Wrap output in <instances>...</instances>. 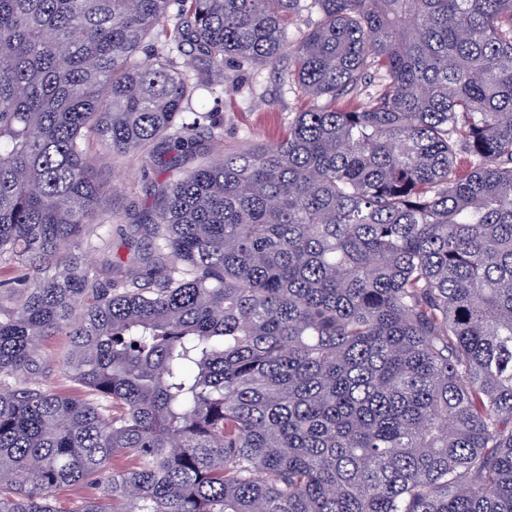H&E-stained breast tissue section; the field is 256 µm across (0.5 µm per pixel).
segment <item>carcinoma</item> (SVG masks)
Here are the masks:
<instances>
[{
    "label": "carcinoma",
    "mask_w": 512,
    "mask_h": 512,
    "mask_svg": "<svg viewBox=\"0 0 512 512\" xmlns=\"http://www.w3.org/2000/svg\"><path fill=\"white\" fill-rule=\"evenodd\" d=\"M303 11L308 108L223 152L188 102ZM96 145L179 171L146 258L112 256ZM58 334L74 394L35 377ZM60 486L78 512H512V0H0V512Z\"/></svg>",
    "instance_id": "carcinoma-1"
}]
</instances>
